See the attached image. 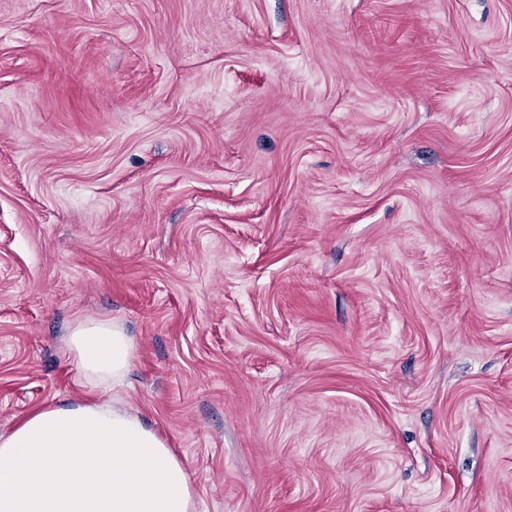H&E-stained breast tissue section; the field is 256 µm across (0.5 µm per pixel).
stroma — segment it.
Returning a JSON list of instances; mask_svg holds the SVG:
<instances>
[{"instance_id": "obj_1", "label": "stroma", "mask_w": 512, "mask_h": 512, "mask_svg": "<svg viewBox=\"0 0 512 512\" xmlns=\"http://www.w3.org/2000/svg\"><path fill=\"white\" fill-rule=\"evenodd\" d=\"M89 319L199 512H512V0H0V435Z\"/></svg>"}]
</instances>
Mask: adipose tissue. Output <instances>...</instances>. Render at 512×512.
<instances>
[{"instance_id":"obj_1","label":"adipose tissue","mask_w":512,"mask_h":512,"mask_svg":"<svg viewBox=\"0 0 512 512\" xmlns=\"http://www.w3.org/2000/svg\"><path fill=\"white\" fill-rule=\"evenodd\" d=\"M83 379L123 387L134 340L111 320L68 338ZM0 512H198L185 463L120 398L51 404L0 436Z\"/></svg>"}]
</instances>
